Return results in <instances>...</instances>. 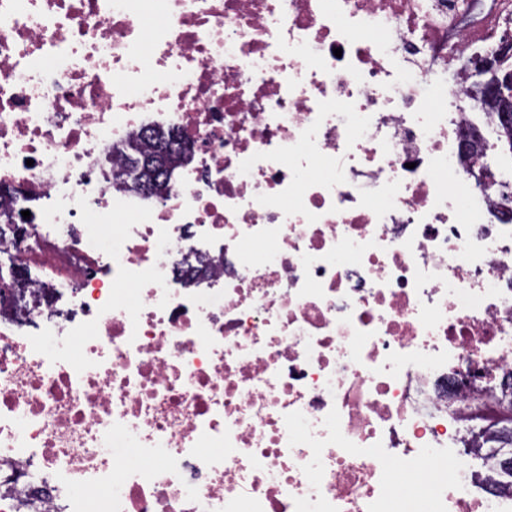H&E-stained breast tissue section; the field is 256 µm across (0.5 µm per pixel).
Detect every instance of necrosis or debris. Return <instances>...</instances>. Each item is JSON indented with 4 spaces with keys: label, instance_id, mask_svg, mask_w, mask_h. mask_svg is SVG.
<instances>
[{
    "label": "necrosis or debris",
    "instance_id": "4bbe7bcc",
    "mask_svg": "<svg viewBox=\"0 0 512 512\" xmlns=\"http://www.w3.org/2000/svg\"><path fill=\"white\" fill-rule=\"evenodd\" d=\"M508 38L512 0H0V512H512L448 459L512 374L495 119L460 151ZM154 129L147 206L95 173Z\"/></svg>",
    "mask_w": 512,
    "mask_h": 512
}]
</instances>
